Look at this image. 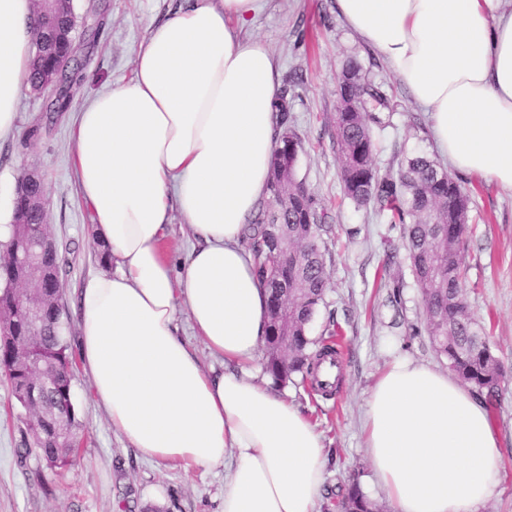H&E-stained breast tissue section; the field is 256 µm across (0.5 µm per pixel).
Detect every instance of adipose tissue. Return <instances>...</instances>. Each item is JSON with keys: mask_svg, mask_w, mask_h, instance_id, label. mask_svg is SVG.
<instances>
[{"mask_svg": "<svg viewBox=\"0 0 512 512\" xmlns=\"http://www.w3.org/2000/svg\"><path fill=\"white\" fill-rule=\"evenodd\" d=\"M266 0H188L140 44L132 78L72 127L94 229L111 247L79 294L78 348L112 430L146 460L229 466L223 512H317L325 446L309 418L247 374L267 296L244 243L283 123L276 57L246 28ZM347 26L427 112L435 151L512 190V0H336ZM33 0H0V137L15 126L32 56ZM194 243L165 253L172 214ZM215 359L203 367L176 313ZM393 512H477L500 480L484 395L397 358L363 420Z\"/></svg>", "mask_w": 512, "mask_h": 512, "instance_id": "adipose-tissue-1", "label": "adipose tissue"}]
</instances>
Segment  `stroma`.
Segmentation results:
<instances>
[{
	"label": "stroma",
	"mask_w": 512,
	"mask_h": 512,
	"mask_svg": "<svg viewBox=\"0 0 512 512\" xmlns=\"http://www.w3.org/2000/svg\"><path fill=\"white\" fill-rule=\"evenodd\" d=\"M184 2L73 0L81 21L99 24L100 31L68 110L55 113L47 132L30 140L27 131L43 115L46 97L26 92L15 132L0 139V207H11L23 168L39 169L48 183L47 222L61 257L65 340L73 353L78 350L79 291L105 266L73 168L71 125L88 98L132 77L140 44ZM247 32L278 59L288 129L301 141L297 177L330 227V287L309 334L321 335L332 322L343 331L335 396L323 398L298 381L280 387L279 393L307 414L323 439L324 500L354 481L369 499L383 504L387 498L363 447V415L373 384L397 357L442 370L448 362L435 352L425 331L422 297L399 227L372 207L343 198L333 138L336 81L353 58L387 97L386 108L378 113L381 124L373 129L378 148L372 163L379 172L397 171L404 157L415 153L433 155L430 117L409 88L344 25L336 0H267ZM458 180L469 196L460 252L467 300L506 372L500 406L491 415L501 440V477L480 512H512V191L463 174ZM393 278L402 285L395 304L387 286ZM72 391L81 447L70 465L50 470L36 452L19 459L26 415L0 380V512H144L149 504L166 512H221L224 469H186L142 459L112 433L82 369L74 371Z\"/></svg>",
	"instance_id": "35a3bbf8"
}]
</instances>
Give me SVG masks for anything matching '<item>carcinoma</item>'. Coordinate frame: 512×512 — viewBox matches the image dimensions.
<instances>
[{
	"instance_id": "carcinoma-1",
	"label": "carcinoma",
	"mask_w": 512,
	"mask_h": 512,
	"mask_svg": "<svg viewBox=\"0 0 512 512\" xmlns=\"http://www.w3.org/2000/svg\"><path fill=\"white\" fill-rule=\"evenodd\" d=\"M50 8L60 20L50 37V47L42 49L32 39L33 57L29 81L32 88L58 77V63L73 55L78 20L73 0H54ZM361 66L350 61L343 70L349 83L337 89L348 97L353 110L338 112L335 118L336 151L342 161L344 195L358 206L372 204L387 211L391 223L400 225L412 272L425 309V329L435 351L448 359L451 371L463 382L486 392L489 408H494L501 392L503 372L491 344L475 323L466 298L460 266V249L467 223L468 199L459 182L437 161L423 155L405 159L395 174H379L372 166L376 148L372 125L380 123L375 112L384 108L386 96L374 83L361 77ZM325 216L302 181H295L288 194V211L276 213L274 199L259 205L250 220L246 242L255 260L259 280L268 293V324L264 339L263 366L277 385L293 377L310 382L326 396L335 387L319 381L322 361L337 358L338 330L326 329L316 338L307 328L328 290ZM297 246L295 259L283 262L279 248L284 239ZM288 305V350L281 351L276 340L280 323L278 309ZM36 360L50 366L66 392L72 393L74 359L59 329L50 327L30 342ZM0 367L7 372L11 396L22 397L17 388L26 380L25 369L15 363L11 352L0 349ZM40 457L54 456V467L64 468L75 454L73 448H53L42 443ZM337 512H384V507L366 497L353 484L336 499Z\"/></svg>"
}]
</instances>
